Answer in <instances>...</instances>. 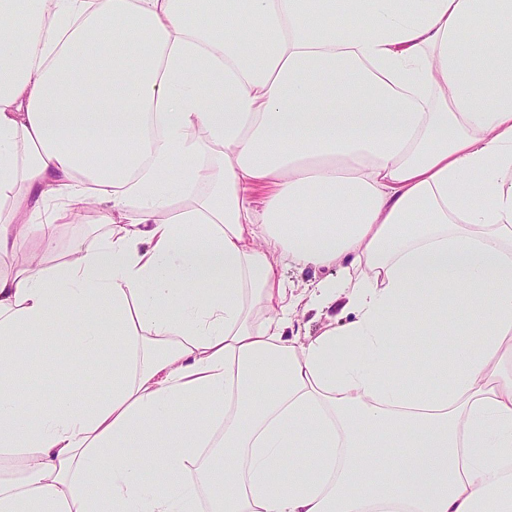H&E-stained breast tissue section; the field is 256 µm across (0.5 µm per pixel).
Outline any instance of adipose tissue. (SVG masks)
I'll list each match as a JSON object with an SVG mask.
<instances>
[{"instance_id": "adipose-tissue-1", "label": "adipose tissue", "mask_w": 512, "mask_h": 512, "mask_svg": "<svg viewBox=\"0 0 512 512\" xmlns=\"http://www.w3.org/2000/svg\"><path fill=\"white\" fill-rule=\"evenodd\" d=\"M0 195V512H512V0H0ZM87 222L86 224H68L60 227L61 246L66 247L67 250L72 242L104 237L110 229L106 224H94L92 218H89ZM25 358L34 366L30 390L35 393L51 392L54 389L50 371L51 362L55 358L66 359L73 365L76 376L72 391L76 394L83 393L92 382L94 375L104 371L101 363L90 362L63 338L48 343L42 356L26 355Z\"/></svg>"}]
</instances>
